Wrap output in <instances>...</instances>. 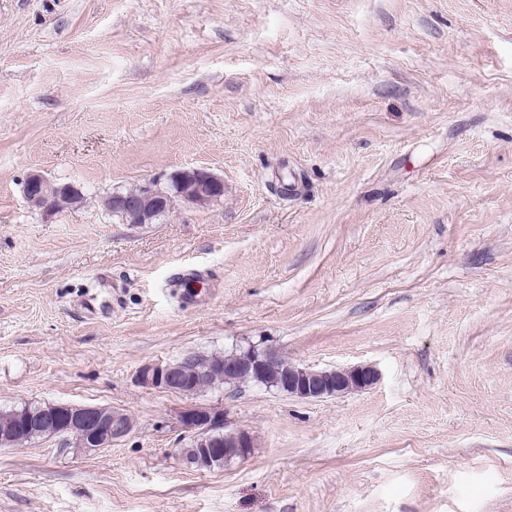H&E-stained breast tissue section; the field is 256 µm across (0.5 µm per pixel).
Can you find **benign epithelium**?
<instances>
[{
    "instance_id": "1",
    "label": "benign epithelium",
    "mask_w": 512,
    "mask_h": 512,
    "mask_svg": "<svg viewBox=\"0 0 512 512\" xmlns=\"http://www.w3.org/2000/svg\"><path fill=\"white\" fill-rule=\"evenodd\" d=\"M175 198L190 206L203 207L222 197L224 182L204 169L178 171L170 176ZM23 196L31 207L52 215L78 206L84 195L79 187L70 182L52 180L38 171L30 172L23 183ZM163 191L152 185L138 188L132 194L120 191L112 193V209L118 213H132L138 224H151L164 209ZM217 370L228 374L242 373L263 382L275 373L279 376L278 389L301 399H322L365 390L379 380L378 371L370 365H357L335 370H314L295 364H283L282 354L273 346L249 345L234 351L231 360L214 356ZM182 369L167 363L146 364L138 375L145 387L175 394H188L181 376ZM42 416L59 421L57 430L45 433L40 422L29 417L0 419V442L6 443L16 431L25 427L41 437H66L72 432L84 435L83 449L98 451L110 448L129 436L134 424L124 419L118 410L96 406H75L49 403L42 409ZM179 423L191 433L193 447L190 455L180 453V461L197 470L207 468L213 462L244 459L254 447L252 434L244 429L224 426V442H219L212 429L221 423V414L209 408L190 406L179 414Z\"/></svg>"
}]
</instances>
